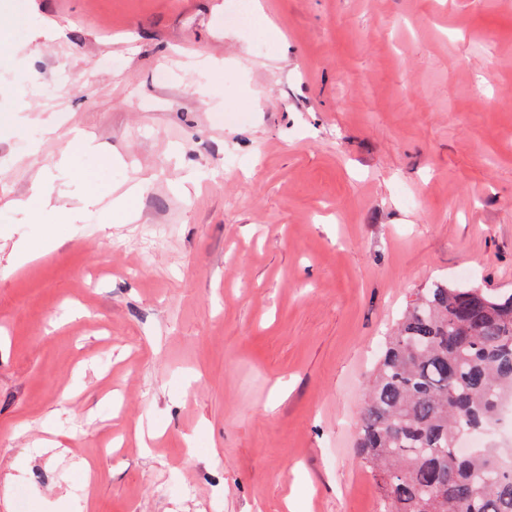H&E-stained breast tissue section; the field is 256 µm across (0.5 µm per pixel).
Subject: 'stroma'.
I'll use <instances>...</instances> for the list:
<instances>
[{
	"instance_id": "1",
	"label": "stroma",
	"mask_w": 512,
	"mask_h": 512,
	"mask_svg": "<svg viewBox=\"0 0 512 512\" xmlns=\"http://www.w3.org/2000/svg\"><path fill=\"white\" fill-rule=\"evenodd\" d=\"M260 2L0 0V183L100 200L22 265L0 206V512H379L386 336L434 283L512 291V0ZM73 142L75 143L74 151L71 153L63 154L61 159L57 162L58 167L69 170L71 173L76 174L77 171L74 167L73 158L74 154L81 152V150L97 155L102 161V156L98 152L97 148L92 145V141L83 134H74Z\"/></svg>"
}]
</instances>
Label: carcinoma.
<instances>
[{
    "instance_id": "carcinoma-1",
    "label": "carcinoma",
    "mask_w": 512,
    "mask_h": 512,
    "mask_svg": "<svg viewBox=\"0 0 512 512\" xmlns=\"http://www.w3.org/2000/svg\"><path fill=\"white\" fill-rule=\"evenodd\" d=\"M512 401V292L436 283L407 307L368 380L356 448L383 512H512V467L463 454Z\"/></svg>"
}]
</instances>
